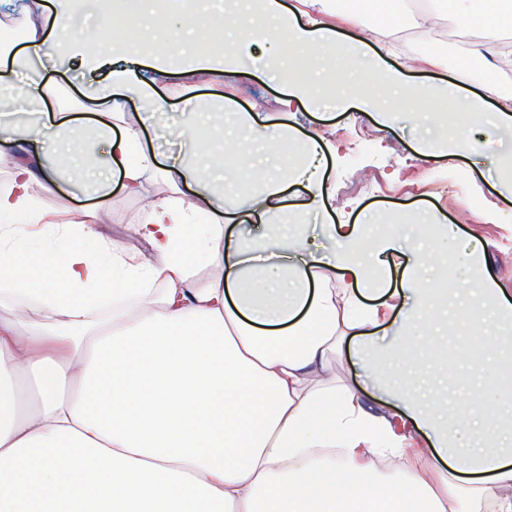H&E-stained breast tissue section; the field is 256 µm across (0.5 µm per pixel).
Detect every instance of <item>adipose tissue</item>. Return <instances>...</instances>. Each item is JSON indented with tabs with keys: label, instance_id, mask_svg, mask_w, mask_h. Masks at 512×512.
Masks as SVG:
<instances>
[{
	"label": "adipose tissue",
	"instance_id": "adipose-tissue-1",
	"mask_svg": "<svg viewBox=\"0 0 512 512\" xmlns=\"http://www.w3.org/2000/svg\"><path fill=\"white\" fill-rule=\"evenodd\" d=\"M300 2L310 11L303 20L282 0H260L256 9L230 0L234 23L225 32L204 39L208 24L198 13L172 37L193 41L192 71L284 66L293 92L309 98L314 59L333 55L340 79L398 86L382 50L399 28L428 33L446 17L443 0L415 8L408 0H347L356 34L343 42L321 19L334 0ZM468 2L457 19L479 28L485 44L512 31V0ZM109 26L119 37L91 41L62 9L0 47V86L24 105L23 118L0 124V137L19 150L0 190V512H512V299L483 279L478 249L462 256L477 281L465 315L476 324L484 312L497 317V333L472 341L495 374L497 400L474 396L473 407L450 417L385 375L391 365L408 375L425 359L420 325L442 302L423 278L431 250L406 253L399 235L331 224L329 236L345 247L324 257L301 220L328 211L326 145L286 125L270 134L257 112L233 115L243 165L230 169L208 145L203 100L186 97L170 133L191 150L156 162L141 128L161 109L156 87L172 57L130 47L119 20ZM228 34L239 53L231 63L214 50ZM273 40L298 51L284 61L253 57V46ZM75 55L92 69L114 64L109 83L92 91L103 102L90 125L94 143L77 153L64 142L32 151L47 129L72 127L67 113L44 111L56 87L33 63ZM481 69L492 140L512 130V93L500 90L498 68L477 51L459 55L454 83L435 106L480 115L483 102L462 100L459 88ZM114 90L141 103L134 120L110 101ZM256 147L265 160L284 161V171L261 178L246 204L228 202L225 186L255 171ZM68 167L80 169L98 207L70 220L64 251H49L29 242L26 228L44 222L41 193ZM157 178L174 192L136 227L145 251L104 242L96 226L113 182L133 197ZM184 185L193 201L180 196ZM295 185L304 195L292 203ZM287 214L295 223H283ZM236 224L264 231L247 238L233 232ZM203 266L214 274L201 284ZM399 298L412 305L391 342L361 340ZM354 339L372 380L400 420L424 431L427 447L409 448L386 416L368 414L351 386L329 376ZM380 458L395 461L391 474L379 473ZM351 471L358 481H346Z\"/></svg>",
	"mask_w": 512,
	"mask_h": 512
}]
</instances>
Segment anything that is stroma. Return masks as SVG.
Listing matches in <instances>:
<instances>
[{"mask_svg":"<svg viewBox=\"0 0 512 512\" xmlns=\"http://www.w3.org/2000/svg\"><path fill=\"white\" fill-rule=\"evenodd\" d=\"M440 40L416 45L422 60L410 71L411 83L424 87L428 92L447 81L455 66L457 48L480 44L477 29H465L456 21H447L440 27ZM442 50V64L434 68L425 57L434 50ZM59 89L58 94L47 100V112H70L75 117V127L68 140L79 144L81 136L91 123V116L98 105L89 99L88 89L106 83V70L90 71L79 59L60 62L51 74ZM187 84L189 92L208 100L223 96L234 112H262L271 123L288 121L300 133H317L325 143L332 145L324 179L331 195V215L338 224H420L429 214H436L444 224L453 225L455 236L440 242L445 259L432 276L450 281L448 291V320L456 327L450 335L429 333L422 338L427 351L432 376L414 378L417 394L436 396L440 407L455 411L465 392L477 390L487 393L488 383L470 386L468 379L477 367L468 363L471 339L479 330H493V323L476 327L458 321L456 312L462 303L473 297L471 277L463 276L459 255L464 247L474 244L483 253L487 275L512 297V200L499 193L502 169L512 167V131L506 133L502 161L487 160L472 165L470 160L447 156L433 159L422 157L417 151L416 139L427 125L436 124V112H412L396 108L390 122L384 123L374 108L368 107L371 99L381 98L380 86L366 84L349 88L339 87L321 94L320 108H309L305 102L292 101L282 105L288 87L280 81L268 80L262 73H226L220 76L202 74L190 82L180 76H170L159 86L164 100L165 121H180L182 102L173 98L169 89ZM168 184L148 182L142 195L124 196L120 190L112 192L111 216L97 231L101 238L129 249L139 248L135 234L149 202L170 195ZM50 223L35 225L34 241L42 248L59 249L67 237L60 222L69 210L88 209L94 200L88 196L72 195L67 182L44 193ZM337 380L354 387L361 396L365 409L372 414L389 412L381 396L366 383L361 370L353 365L349 355H342L332 368Z\"/></svg>","mask_w":512,"mask_h":512,"instance_id":"35a3bbf8","label":"stroma"}]
</instances>
